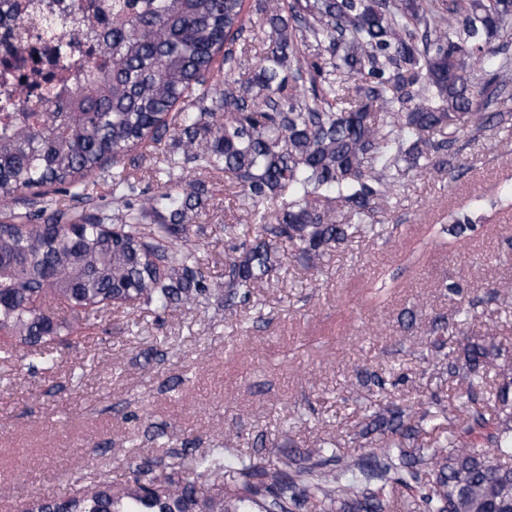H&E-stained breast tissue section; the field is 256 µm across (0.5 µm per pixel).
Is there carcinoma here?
<instances>
[{"label":"carcinoma","instance_id":"1","mask_svg":"<svg viewBox=\"0 0 512 512\" xmlns=\"http://www.w3.org/2000/svg\"><path fill=\"white\" fill-rule=\"evenodd\" d=\"M90 77L52 112L0 102V201L32 200L0 213V333L29 365L54 362L70 321L37 308L45 294L85 319L135 306L174 315L184 305L257 308L256 284L282 264L286 241L306 262L349 238L329 219L374 217L420 160L446 164L470 124L495 126L485 107L512 83L495 40L512 28V0H259V28L244 0H111ZM268 50L246 68L251 43ZM224 52L218 95L207 85ZM306 78L311 94L288 86ZM181 153L155 152L165 135ZM229 174L251 200L250 224L224 225V286L201 267L191 220L208 185L190 170ZM112 171L113 212L91 203L90 179ZM167 180L160 182V175ZM162 183L149 193L150 184ZM470 219L448 213L438 234L459 239ZM466 383L455 427L433 442L429 409L388 407L358 432L381 454L334 467L335 441L255 463L229 440L160 465L129 462L116 489L38 496L25 512H512V363L487 325L459 308ZM420 448L413 455L408 448ZM237 482L220 483L226 465ZM389 484L374 494L370 478Z\"/></svg>","mask_w":512,"mask_h":512}]
</instances>
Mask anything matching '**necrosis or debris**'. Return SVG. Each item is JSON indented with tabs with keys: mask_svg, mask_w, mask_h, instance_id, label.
Returning <instances> with one entry per match:
<instances>
[{
	"mask_svg": "<svg viewBox=\"0 0 512 512\" xmlns=\"http://www.w3.org/2000/svg\"><path fill=\"white\" fill-rule=\"evenodd\" d=\"M76 0H28L26 29L14 34L12 18H0V63L10 62L7 82H0V99L11 98L16 110L38 100L47 87L58 95L81 83L86 61L100 42L101 33L80 35ZM67 44V59H58L56 47Z\"/></svg>",
	"mask_w": 512,
	"mask_h": 512,
	"instance_id": "4bbe7bcc",
	"label": "necrosis or debris"
}]
</instances>
